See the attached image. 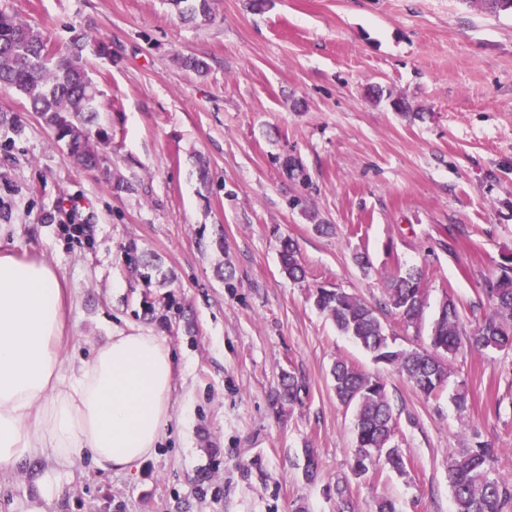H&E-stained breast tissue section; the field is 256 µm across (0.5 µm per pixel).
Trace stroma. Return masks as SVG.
Returning a JSON list of instances; mask_svg holds the SVG:
<instances>
[{
  "label": "stroma",
  "instance_id": "stroma-1",
  "mask_svg": "<svg viewBox=\"0 0 512 512\" xmlns=\"http://www.w3.org/2000/svg\"><path fill=\"white\" fill-rule=\"evenodd\" d=\"M211 7L187 22L166 0H0L56 44L74 27L112 44L111 59L89 63L112 130L100 168L70 165L28 103L0 90L15 124L0 127V252L44 261L66 287L64 352L144 328L174 361L175 420L155 453L122 473L76 461L47 512H338L340 485L353 512L381 497L398 512H453L447 462L472 435L512 476V353L453 359L461 416L450 389L424 399L341 335L309 289L372 304L388 273L414 267L426 317L448 294L467 328L481 320L483 282L512 255V14L468 0ZM190 56L208 72L177 65ZM287 156L308 183L286 176ZM116 174L128 191H114ZM286 236L306 282L280 271ZM132 247L170 280L144 285ZM339 357L384 381L406 475L351 474L353 412L330 374ZM285 371L300 400L278 414L270 396ZM35 469L0 477V512L33 494Z\"/></svg>",
  "mask_w": 512,
  "mask_h": 512
}]
</instances>
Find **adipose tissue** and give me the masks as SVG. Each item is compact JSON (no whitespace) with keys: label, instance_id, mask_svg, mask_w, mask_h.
Listing matches in <instances>:
<instances>
[{"label":"adipose tissue","instance_id":"adipose-tissue-1","mask_svg":"<svg viewBox=\"0 0 512 512\" xmlns=\"http://www.w3.org/2000/svg\"><path fill=\"white\" fill-rule=\"evenodd\" d=\"M66 292L45 262L0 253V474L45 461L21 512H46L76 459L131 470L173 418L164 340L114 330L90 358L61 354Z\"/></svg>","mask_w":512,"mask_h":512}]
</instances>
